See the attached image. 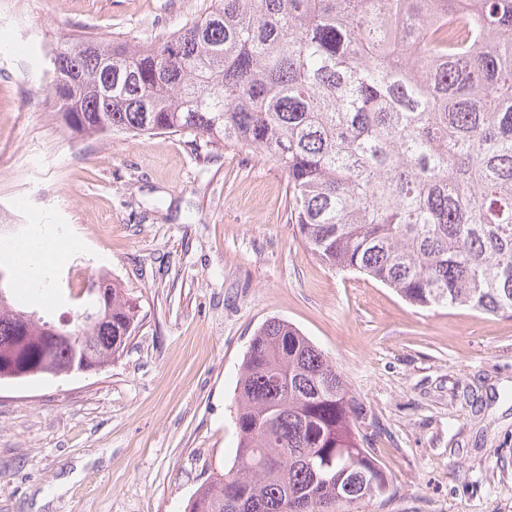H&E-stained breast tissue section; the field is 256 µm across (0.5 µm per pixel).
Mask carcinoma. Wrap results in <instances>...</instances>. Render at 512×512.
Wrapping results in <instances>:
<instances>
[{"label":"carcinoma","mask_w":512,"mask_h":512,"mask_svg":"<svg viewBox=\"0 0 512 512\" xmlns=\"http://www.w3.org/2000/svg\"><path fill=\"white\" fill-rule=\"evenodd\" d=\"M465 0H209L166 41L67 38L50 52L75 137L186 133L246 145L288 173L291 223L328 267L420 308L512 316V0H476L478 32L438 31ZM94 42L99 52L79 49ZM78 83L69 100L67 84ZM0 382L67 373L55 324L10 299L0 259ZM110 283V297L93 292ZM67 331L99 368L137 319L106 274ZM364 409L299 329L257 330L238 380L233 466L187 512H336L383 495Z\"/></svg>","instance_id":"obj_1"}]
</instances>
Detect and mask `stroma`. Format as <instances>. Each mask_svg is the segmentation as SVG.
I'll list each match as a JSON object with an SVG mask.
<instances>
[{
  "label": "stroma",
  "mask_w": 512,
  "mask_h": 512,
  "mask_svg": "<svg viewBox=\"0 0 512 512\" xmlns=\"http://www.w3.org/2000/svg\"><path fill=\"white\" fill-rule=\"evenodd\" d=\"M203 0H0V238L51 225L60 322L106 273L137 310L111 366L0 383V512H185L234 462L257 329L296 326L364 407L388 478L339 512H512V317L419 308L330 269L288 222V177L246 146L174 134L71 138L44 72L89 31L160 43Z\"/></svg>",
  "instance_id": "stroma-1"
}]
</instances>
